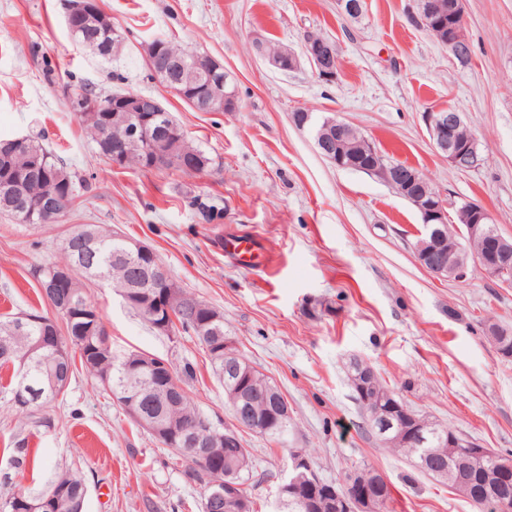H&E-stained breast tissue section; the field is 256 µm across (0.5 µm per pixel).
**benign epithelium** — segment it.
<instances>
[{
    "label": "benign epithelium",
    "instance_id": "obj_1",
    "mask_svg": "<svg viewBox=\"0 0 512 512\" xmlns=\"http://www.w3.org/2000/svg\"><path fill=\"white\" fill-rule=\"evenodd\" d=\"M416 19L430 33L437 36L448 49L460 59L469 56V44L461 39L459 30L464 26V0H416ZM98 0H66V23L68 29L77 31L79 22L85 16L97 12ZM253 52L265 63L279 71H292L299 66V56L280 44H272L261 35L251 40ZM165 54L168 64L153 66L151 71L169 89L183 84L184 76L200 87L201 97L194 103L199 112H234L238 107L237 97L224 91L233 84L228 72L218 61L210 57H186L173 53L164 42L151 43L147 51V60L151 61L159 54ZM304 56L315 73L324 81L336 79L338 72V51L336 42L323 36H306L302 43ZM80 107L90 112L101 113L104 133L101 143L110 152L112 164L124 165L141 144L166 146L161 137L162 106L155 98L127 94L116 104L101 103L98 100L82 99ZM121 116L123 132L114 137L110 131L107 113ZM424 123L436 152L454 168L460 171H472L478 167L479 148L475 137L464 133L467 121L464 113L456 110H431L424 113ZM316 145L321 155L332 165L341 169L367 171L390 188L398 191L420 215L423 232L414 246V255L420 266L441 279L459 280L466 276L469 263H475L486 275L500 279L512 269V238L498 233L492 225V217L482 205L466 202L456 210V233L462 234L466 244L458 243L451 252L443 247L448 242V207L451 203L430 185L421 171L406 165L374 164L376 151L366 137H358L351 123L329 117L324 119L316 134ZM0 192L13 196L21 207H27V189L12 181L0 184ZM71 198L59 193L52 184H47L35 208L41 218L53 223L64 211L70 209ZM141 255L153 261L148 274L156 282L168 278L166 266L155 260L154 250L144 247ZM71 272L60 269L51 273L46 281L40 282V288L52 309L62 311L69 307L67 296L62 291L65 280ZM154 327L161 333L167 332L172 312L165 301L156 300L153 306ZM224 385L232 398V411L235 415V427L225 428L220 434L212 430L211 424L198 420L193 426L156 424L143 419L132 407L127 411L134 419L148 428L156 437L165 438L174 448H204L210 453L224 447V440L237 435V431L246 429L253 423L252 401L259 393L248 389L247 378L251 371L241 370L237 366L236 352L231 341H224ZM463 461L482 471L488 478L505 480L512 477V465L489 458L481 450H473L464 455ZM316 480L308 459L297 448L289 449L288 476L282 479L279 487L277 508L290 505L285 493L305 481ZM354 488L351 500L352 512H373L375 500L369 494L365 483L350 479ZM240 486L226 484L213 487L207 496L206 512H244L246 500L239 492Z\"/></svg>",
    "mask_w": 512,
    "mask_h": 512
}]
</instances>
